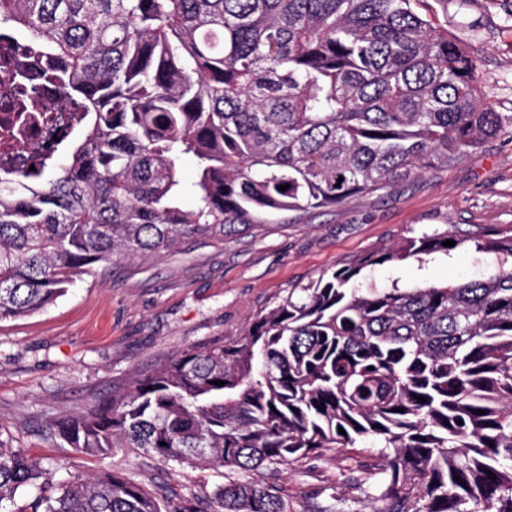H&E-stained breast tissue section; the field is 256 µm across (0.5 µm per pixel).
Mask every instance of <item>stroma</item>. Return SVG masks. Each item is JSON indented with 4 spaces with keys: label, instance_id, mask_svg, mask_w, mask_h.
<instances>
[{
    "label": "stroma",
    "instance_id": "stroma-1",
    "mask_svg": "<svg viewBox=\"0 0 512 512\" xmlns=\"http://www.w3.org/2000/svg\"><path fill=\"white\" fill-rule=\"evenodd\" d=\"M435 27L461 39L495 111L512 114V7L506 0H428ZM512 229V133L469 150L448 167L344 203L275 218L224 240L188 239L145 261L96 267L65 295L28 316L0 321V440L39 461L50 483L122 473L172 496L211 498L230 472L142 457L115 448L85 453L59 435L56 420L83 412L163 360L215 336L237 338L289 288L406 237L448 233L449 255L376 267L377 287L468 280L495 255L465 239ZM374 449L326 448L292 462L279 479L290 512H381Z\"/></svg>",
    "mask_w": 512,
    "mask_h": 512
}]
</instances>
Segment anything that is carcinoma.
Wrapping results in <instances>:
<instances>
[{
	"instance_id": "obj_1",
	"label": "carcinoma",
	"mask_w": 512,
	"mask_h": 512,
	"mask_svg": "<svg viewBox=\"0 0 512 512\" xmlns=\"http://www.w3.org/2000/svg\"><path fill=\"white\" fill-rule=\"evenodd\" d=\"M422 2L0 0V25L49 61L42 76L85 116L64 158L0 172V321L39 311L97 265L387 190L512 129ZM447 240L410 237L290 288L239 338L166 359L57 427L85 452L254 476L228 479L212 512H288L264 472L358 442L378 449L384 512H512V231L470 239L500 260L477 278L359 282L446 254ZM44 475L0 443V502ZM28 508L162 512L120 473Z\"/></svg>"
}]
</instances>
